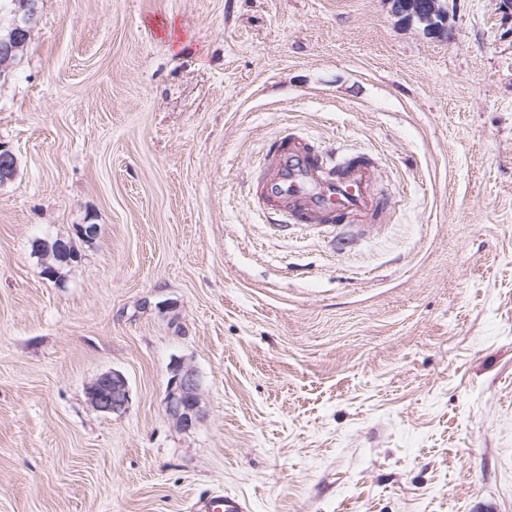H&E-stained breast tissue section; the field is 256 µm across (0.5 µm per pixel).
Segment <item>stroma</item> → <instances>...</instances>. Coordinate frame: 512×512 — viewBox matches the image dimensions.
<instances>
[{
  "instance_id": "stroma-1",
  "label": "stroma",
  "mask_w": 512,
  "mask_h": 512,
  "mask_svg": "<svg viewBox=\"0 0 512 512\" xmlns=\"http://www.w3.org/2000/svg\"><path fill=\"white\" fill-rule=\"evenodd\" d=\"M39 5L0 80V512H512V8L446 0L434 38L386 0ZM292 134L367 157L384 212L263 210ZM112 370L120 417L85 394ZM37 245H40L39 251L43 260L45 276L55 280L60 279L61 267L59 265H69L75 257L71 254L67 242L58 238L53 244L49 241H42ZM201 404L198 373L184 362L175 363L165 397L167 415L177 428L186 430L199 420ZM86 395L93 408L112 417L125 415L131 403L128 381L115 370L96 377L87 386ZM191 512H251L250 503L245 498L227 495L199 498L190 506Z\"/></svg>"
}]
</instances>
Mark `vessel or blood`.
Wrapping results in <instances>:
<instances>
[{
    "instance_id": "1",
    "label": "vessel or blood",
    "mask_w": 512,
    "mask_h": 512,
    "mask_svg": "<svg viewBox=\"0 0 512 512\" xmlns=\"http://www.w3.org/2000/svg\"><path fill=\"white\" fill-rule=\"evenodd\" d=\"M269 160V174L256 195L276 213L298 223H360L378 215L384 206L374 191V170L359 158L330 171L307 143L286 138L274 145ZM190 512H251V506L240 497L209 495L192 503Z\"/></svg>"
}]
</instances>
